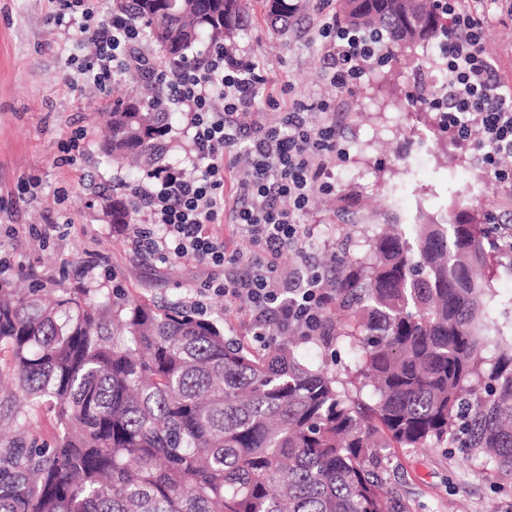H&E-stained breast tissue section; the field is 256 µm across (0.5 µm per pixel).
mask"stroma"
<instances>
[{"label": "stroma", "mask_w": 512, "mask_h": 512, "mask_svg": "<svg viewBox=\"0 0 512 512\" xmlns=\"http://www.w3.org/2000/svg\"><path fill=\"white\" fill-rule=\"evenodd\" d=\"M53 0H0V258L10 261L1 277L28 286H81L92 294L119 289L133 297L178 301L220 321L228 337L251 340L250 303L239 297L200 294L212 270L193 260L161 263L132 248L133 230L109 224L102 206L125 195V168L101 163L111 92L70 84L66 76L82 53L63 28L50 21ZM335 0H311L305 16L277 31L252 9L237 54L254 60L265 88L289 105L324 99L325 119L336 128L339 151L331 159L333 191L315 192L302 222L306 252L326 268L332 255L358 256L382 225L414 221L446 200L444 159L458 174L459 194L473 196L498 215L512 214V185L496 182L472 151L458 147L423 116L399 105L424 77L405 60L368 65L351 89L329 79L328 44L317 36L319 10ZM485 49L500 79L512 85V0H497ZM78 149L66 150L72 136ZM407 189L389 201L395 184ZM356 219L348 227V219ZM56 225L50 237L37 229ZM385 476L405 512H512V474L493 470L483 457H463L452 445L393 448Z\"/></svg>", "instance_id": "35a3bbf8"}]
</instances>
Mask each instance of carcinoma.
Masks as SVG:
<instances>
[{"instance_id":"1","label":"carcinoma","mask_w":512,"mask_h":512,"mask_svg":"<svg viewBox=\"0 0 512 512\" xmlns=\"http://www.w3.org/2000/svg\"><path fill=\"white\" fill-rule=\"evenodd\" d=\"M113 2L141 20L152 65L245 31L242 0ZM341 2L381 60L445 28L430 0ZM257 3L284 27L307 8ZM158 98L147 84L113 102L103 163L135 174L166 157L173 113ZM448 213L395 224L344 260L324 308L336 335L261 351L178 302L0 280V512H403L378 449L447 440L512 474V336L484 308L492 214L477 200ZM107 216L132 223L121 200ZM350 336L370 403L300 350Z\"/></svg>"}]
</instances>
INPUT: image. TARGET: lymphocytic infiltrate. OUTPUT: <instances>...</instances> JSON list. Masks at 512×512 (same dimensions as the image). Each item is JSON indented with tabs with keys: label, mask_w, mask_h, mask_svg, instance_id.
Wrapping results in <instances>:
<instances>
[{
	"label": "lymphocytic infiltrate",
	"mask_w": 512,
	"mask_h": 512,
	"mask_svg": "<svg viewBox=\"0 0 512 512\" xmlns=\"http://www.w3.org/2000/svg\"><path fill=\"white\" fill-rule=\"evenodd\" d=\"M54 23L65 16L79 18L76 40L84 45L83 60L68 80L107 88L140 58V30L124 13L106 24L92 21L97 0H56ZM490 0H443L448 9V33L438 43L448 74L443 94L427 99L430 110L442 113L458 143L475 153L478 163L495 180L512 184V89L501 85L483 43L489 25ZM321 38L336 46L331 76L339 89L350 88L365 74L370 48L344 27L336 14L324 13ZM147 76L166 89L168 102L187 116L191 148L179 169L154 168L131 190L133 210L162 225L160 237L146 232L134 239L136 252L170 259L196 260L224 268V242L211 236L208 225L225 220L263 243L266 259L251 261L239 276L212 278L207 290L224 296L246 297L251 305L254 336L287 335L298 327L324 331L321 305L325 299L322 275L315 270L281 278L277 260L285 252L303 254L306 228L297 217L312 194L328 190V163L335 155L336 129L313 126L308 104L294 103L277 124L259 122L253 107L264 95V80L251 59L229 50H212L205 66H152ZM222 109H214L215 100ZM246 153L251 161L233 203L224 199V159Z\"/></svg>",
	"instance_id": "obj_1"
}]
</instances>
